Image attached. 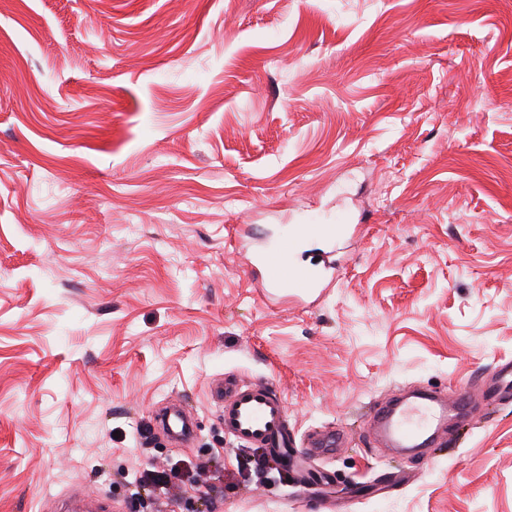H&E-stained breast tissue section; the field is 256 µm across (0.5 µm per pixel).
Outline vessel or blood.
<instances>
[{
	"instance_id": "obj_1",
	"label": "vessel or blood",
	"mask_w": 512,
	"mask_h": 512,
	"mask_svg": "<svg viewBox=\"0 0 512 512\" xmlns=\"http://www.w3.org/2000/svg\"><path fill=\"white\" fill-rule=\"evenodd\" d=\"M296 245L294 236H284L270 246L262 265L269 269L275 281L301 291L309 290L313 277L294 271L290 265ZM211 399L217 404L225 433L250 448H270L287 457L297 453L325 455L341 447L336 435L312 433L298 440L288 430L286 403L269 383L240 384L217 379L209 386ZM512 397V362L494 366L488 379L479 388L464 385L448 396L426 390L407 396L387 399L373 406L367 414L371 438L384 441L394 453H428L433 440L443 426L452 424L461 414L472 412L477 404L502 402ZM169 434L190 438L193 425L186 413L172 409L162 421Z\"/></svg>"
}]
</instances>
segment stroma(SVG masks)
<instances>
[{"label": "stroma", "mask_w": 512, "mask_h": 512, "mask_svg": "<svg viewBox=\"0 0 512 512\" xmlns=\"http://www.w3.org/2000/svg\"><path fill=\"white\" fill-rule=\"evenodd\" d=\"M311 224L333 286L264 295L256 254ZM507 360L512 0H0V512H512V401L423 462L361 415ZM221 376L343 450L261 462ZM161 423L163 429L175 437L188 439L192 436L193 425L191 420L186 413L178 409L176 405L172 406V411L162 419Z\"/></svg>", "instance_id": "35a3bbf8"}]
</instances>
